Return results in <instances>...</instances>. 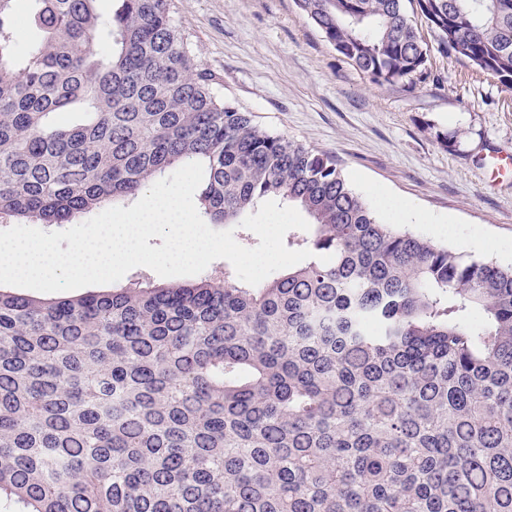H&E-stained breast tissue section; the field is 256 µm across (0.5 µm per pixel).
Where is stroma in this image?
Masks as SVG:
<instances>
[{
	"mask_svg": "<svg viewBox=\"0 0 512 512\" xmlns=\"http://www.w3.org/2000/svg\"><path fill=\"white\" fill-rule=\"evenodd\" d=\"M194 54L225 101L270 132L333 155L384 222L512 266V176L481 157L512 154V91L438 51L411 86L374 83L336 51L295 0H173Z\"/></svg>",
	"mask_w": 512,
	"mask_h": 512,
	"instance_id": "1",
	"label": "stroma"
}]
</instances>
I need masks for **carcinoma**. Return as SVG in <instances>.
<instances>
[{"mask_svg":"<svg viewBox=\"0 0 512 512\" xmlns=\"http://www.w3.org/2000/svg\"><path fill=\"white\" fill-rule=\"evenodd\" d=\"M0 0V218L68 224L204 165L211 224L302 209L314 257L0 288V512H512V266L383 222L336 159L224 101L172 0ZM296 0L377 84L438 52L512 89V0ZM81 123L64 127L62 112ZM229 270L234 277H236L240 282L243 284H247L243 281H241L234 271L233 266L230 262L224 259H217L209 264V266L202 271L199 274L192 275V276H177V277H161L157 275L154 271H152L149 268L146 267H136L130 270L122 279H120L117 282L109 283V284H102L100 286H86L80 289L71 290V291H61V292H53V293H43L34 291L27 288L17 287V286H11V285H1L2 288H6L10 290L11 292L24 295V296H33V297H54V296H78L81 294H84L88 291H95V292H107L112 290V285L116 284H127L130 281H143V282H150L153 285L161 286V285H167L169 283H176V282H194L198 280L200 277L204 276L207 273H212L216 276L224 275V269Z\"/></svg>","mask_w":512,"mask_h":512,"instance_id":"carcinoma-1","label":"carcinoma"}]
</instances>
